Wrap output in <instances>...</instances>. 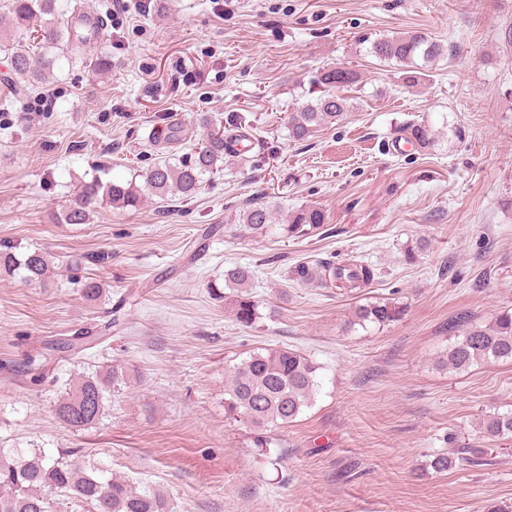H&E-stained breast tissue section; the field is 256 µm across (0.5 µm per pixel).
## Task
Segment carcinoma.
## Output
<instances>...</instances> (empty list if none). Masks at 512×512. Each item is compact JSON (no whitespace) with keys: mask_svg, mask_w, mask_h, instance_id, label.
Returning <instances> with one entry per match:
<instances>
[{"mask_svg":"<svg viewBox=\"0 0 512 512\" xmlns=\"http://www.w3.org/2000/svg\"><path fill=\"white\" fill-rule=\"evenodd\" d=\"M10 23L32 34V42L13 41L7 51L11 66L9 82L14 88L48 83L54 67L64 58L68 61L81 53L86 37L69 26L57 8V0H11ZM447 43L424 33L397 34L374 40L371 54L381 61L395 62L403 68V81L408 87L418 85L422 69L452 55ZM360 74L347 66L320 71L310 82L311 98L288 117V137L307 140L316 128L339 122L350 111L349 98L336 90L358 86ZM407 139L421 149L437 142L429 124L407 126ZM224 166V128L208 134L205 144L193 157L177 166L159 161L141 174L143 186L133 182L103 181L99 177L82 180L75 200L61 210L60 224H86L95 209L103 205L137 208L150 193L160 198L172 194L183 201L193 199L204 177L219 174ZM273 207L256 203L234 216L238 222L257 232L273 220ZM327 223L325 211L315 205H302L288 212L283 230L289 238H301ZM27 278L41 280L49 262L39 249L30 251L23 261ZM377 269L356 261H303L295 264L289 277L301 284H324L348 292L365 288L376 279ZM253 276L247 266L224 269V285L245 288ZM237 321L246 327L258 318V303L248 293L231 300ZM401 315L394 303H371L357 307L352 323L385 325ZM448 330L457 332L442 358V366L466 371L485 362L512 361V313L502 312L486 324H477L466 313L448 322ZM118 373L109 370L96 378L78 383L56 403V414L67 426L82 429L94 423L102 413L104 391ZM320 388L319 366L303 355L286 348H265L248 355L235 368L224 385V412L242 418L261 435L295 420L312 405ZM489 439L512 437V412L494 414L482 423ZM66 500L92 506L94 512H168L165 495L157 488L138 489L125 478L105 475V471L89 472L79 463L57 458L41 448L19 449L14 454L0 450V512H52L53 503Z\"/></svg>","mask_w":512,"mask_h":512,"instance_id":"cac0c4a2","label":"carcinoma"}]
</instances>
